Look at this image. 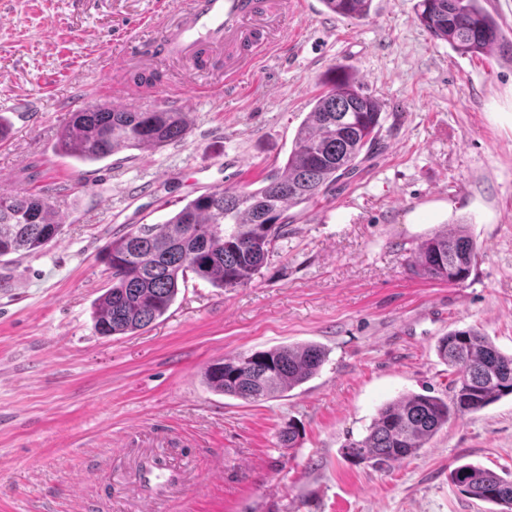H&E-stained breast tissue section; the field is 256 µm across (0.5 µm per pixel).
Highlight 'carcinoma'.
<instances>
[{
    "label": "carcinoma",
    "instance_id": "cac0c4a2",
    "mask_svg": "<svg viewBox=\"0 0 512 512\" xmlns=\"http://www.w3.org/2000/svg\"><path fill=\"white\" fill-rule=\"evenodd\" d=\"M338 16L365 19L372 0H321ZM483 0H418L420 24L462 56L493 51L512 59V37L482 6ZM382 105L360 92L343 66L302 121L284 165L256 189L217 188L188 201L161 224H137L103 248L111 286L97 298L95 331L124 336L167 313L187 272L219 288L249 283L288 226L287 212L336 191L363 154L379 143ZM188 113L164 109L85 107L71 114L58 151L96 162L124 149H160L185 139ZM62 218L36 192L0 194V257L43 250L61 234ZM476 246L462 223L420 241L408 264L418 278L456 285L470 275ZM438 356L457 370L452 396L407 394L377 411L367 435L350 440L343 455L357 463L391 467L418 454L448 421L480 411L512 394V354L499 351L480 330H452ZM327 353L315 344L240 353L210 364L209 389L249 402L273 398L315 376ZM469 497L512 512V480L474 463L452 471Z\"/></svg>",
    "mask_w": 512,
    "mask_h": 512
}]
</instances>
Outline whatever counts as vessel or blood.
Returning a JSON list of instances; mask_svg holds the SVG:
<instances>
[{
	"label": "vessel or blood",
	"mask_w": 512,
	"mask_h": 512,
	"mask_svg": "<svg viewBox=\"0 0 512 512\" xmlns=\"http://www.w3.org/2000/svg\"><path fill=\"white\" fill-rule=\"evenodd\" d=\"M292 0H164L155 19L140 23L121 40L112 69L152 67L183 61L224 73V92L239 91L245 74L278 42ZM141 512L160 499H180L201 476L190 459L175 452L145 451L133 467Z\"/></svg>",
	"instance_id": "vessel-or-blood-1"
}]
</instances>
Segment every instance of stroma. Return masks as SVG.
<instances>
[{"instance_id": "35a3bbf8", "label": "stroma", "mask_w": 512, "mask_h": 512, "mask_svg": "<svg viewBox=\"0 0 512 512\" xmlns=\"http://www.w3.org/2000/svg\"><path fill=\"white\" fill-rule=\"evenodd\" d=\"M416 3L373 0L356 20L305 0L287 49L228 97L182 63L160 89L105 68L157 0H0V192L42 193L64 219L43 251L0 257V512H115L102 482L129 483L151 447L203 473L164 512H489L450 473L477 463L512 478L511 395L391 470L343 455L384 404L451 396L457 374L435 352L449 330L477 328L512 353V63L433 39ZM339 66L383 104L381 150L334 196L289 210L248 284L188 276L147 329L98 335L106 242L206 191L259 186ZM174 92L190 119L182 141L92 164L54 149L80 108L164 109ZM461 220L477 246L468 279L413 277L411 249ZM304 343L328 357L288 396L249 403L204 382L216 361ZM290 423L299 437L284 448Z\"/></svg>"}]
</instances>
